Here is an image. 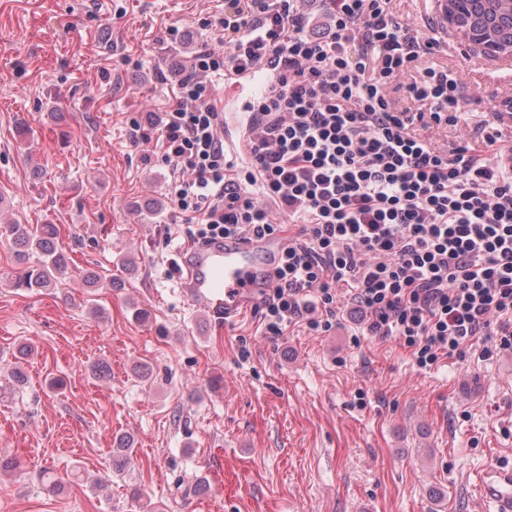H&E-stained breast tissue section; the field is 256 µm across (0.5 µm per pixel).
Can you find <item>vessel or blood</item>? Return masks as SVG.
I'll return each instance as SVG.
<instances>
[{
	"label": "vessel or blood",
	"instance_id": "vessel-or-blood-1",
	"mask_svg": "<svg viewBox=\"0 0 512 512\" xmlns=\"http://www.w3.org/2000/svg\"><path fill=\"white\" fill-rule=\"evenodd\" d=\"M271 88V75L260 66L244 73L242 80L225 81L222 96L239 101L248 110ZM283 246L278 237L227 238L190 246L178 255L185 270L179 291L210 318H233L256 302ZM481 480L495 512H512V468L488 470Z\"/></svg>",
	"mask_w": 512,
	"mask_h": 512
}]
</instances>
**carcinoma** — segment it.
<instances>
[{
    "mask_svg": "<svg viewBox=\"0 0 512 512\" xmlns=\"http://www.w3.org/2000/svg\"><path fill=\"white\" fill-rule=\"evenodd\" d=\"M448 13L456 30L476 33L500 54L512 55V0H448ZM0 236L12 241L16 256L25 267L15 284L27 288L59 289L66 281L68 263L58 246V230L53 224H3ZM133 440L128 435L116 439L112 456L116 466L131 460Z\"/></svg>",
    "mask_w": 512,
    "mask_h": 512,
    "instance_id": "obj_1",
    "label": "carcinoma"
}]
</instances>
